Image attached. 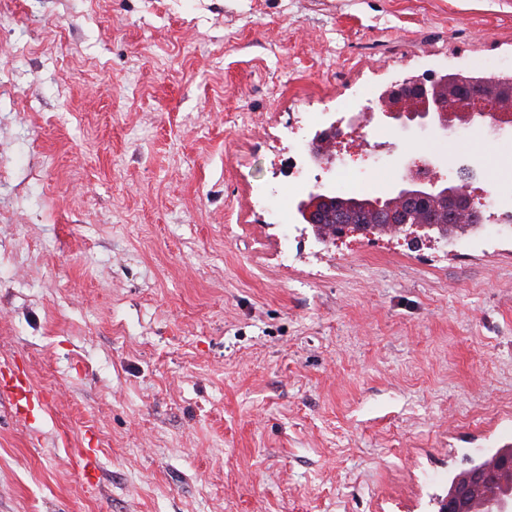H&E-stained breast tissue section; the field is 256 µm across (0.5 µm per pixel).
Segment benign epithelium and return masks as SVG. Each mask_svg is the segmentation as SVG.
Here are the masks:
<instances>
[{
    "label": "benign epithelium",
    "instance_id": "benign-epithelium-1",
    "mask_svg": "<svg viewBox=\"0 0 512 512\" xmlns=\"http://www.w3.org/2000/svg\"><path fill=\"white\" fill-rule=\"evenodd\" d=\"M466 77L459 73L441 78L430 74L405 80L390 86L381 97V108H366L351 112L319 131L313 138L315 148L311 161L326 167L332 159L360 147L357 137L361 130L377 123H387L403 129L417 127L442 137H452L472 120H486L489 133L499 136L506 127L494 121L500 112L512 111V78L500 77L486 87V98H462L457 86ZM402 184L395 190L391 206L407 199L446 200L453 204L458 224H480L483 221L481 197L471 187L448 183L438 173L437 158L421 161L408 158L403 164ZM313 203L299 202L295 216L301 224L318 223V205L329 204L335 194L321 188L312 193ZM478 466L458 476L449 485L441 512H512V445L480 456Z\"/></svg>",
    "mask_w": 512,
    "mask_h": 512
}]
</instances>
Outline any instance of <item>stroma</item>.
I'll return each mask as SVG.
<instances>
[{"mask_svg":"<svg viewBox=\"0 0 512 512\" xmlns=\"http://www.w3.org/2000/svg\"><path fill=\"white\" fill-rule=\"evenodd\" d=\"M452 72L512 75V0H0V375L47 396L0 393V512H434L512 444L492 208L324 243L255 204L301 117ZM388 140L457 180L461 137Z\"/></svg>","mask_w":512,"mask_h":512,"instance_id":"35a3bbf8","label":"stroma"}]
</instances>
